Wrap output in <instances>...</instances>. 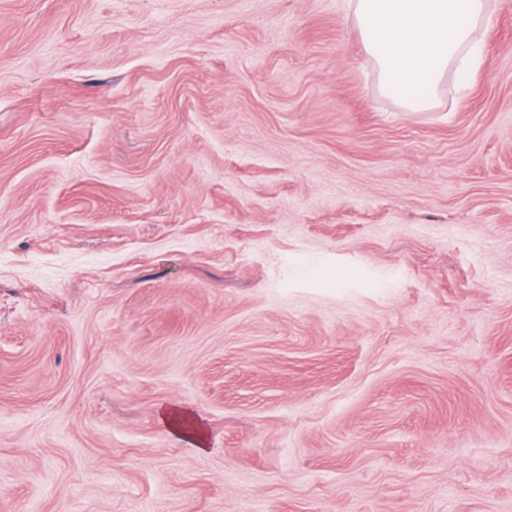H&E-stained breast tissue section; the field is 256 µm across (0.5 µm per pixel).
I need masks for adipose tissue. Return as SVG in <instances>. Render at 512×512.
Here are the masks:
<instances>
[{
	"mask_svg": "<svg viewBox=\"0 0 512 512\" xmlns=\"http://www.w3.org/2000/svg\"><path fill=\"white\" fill-rule=\"evenodd\" d=\"M366 48L385 90L404 92L408 109L426 105L420 83L436 87L449 68L471 72L481 46L476 26L486 18V0H349Z\"/></svg>",
	"mask_w": 512,
	"mask_h": 512,
	"instance_id": "adipose-tissue-1",
	"label": "adipose tissue"
}]
</instances>
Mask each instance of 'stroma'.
<instances>
[{"label": "stroma", "mask_w": 512, "mask_h": 512, "mask_svg": "<svg viewBox=\"0 0 512 512\" xmlns=\"http://www.w3.org/2000/svg\"><path fill=\"white\" fill-rule=\"evenodd\" d=\"M488 5L407 112L346 0H0V512H512ZM185 420L186 415L178 409L168 410L162 417V422L172 434L179 437L180 440L185 441L192 448L204 451L206 449V442L201 430L196 426L193 431H187L183 426Z\"/></svg>", "instance_id": "stroma-1"}]
</instances>
